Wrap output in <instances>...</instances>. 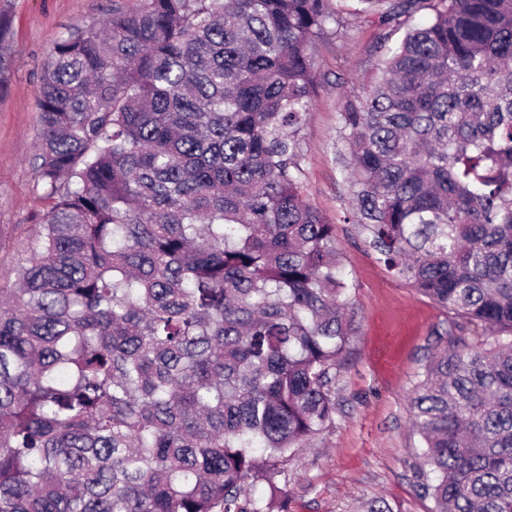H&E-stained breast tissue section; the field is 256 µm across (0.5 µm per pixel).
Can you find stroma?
<instances>
[{"instance_id": "obj_1", "label": "stroma", "mask_w": 512, "mask_h": 512, "mask_svg": "<svg viewBox=\"0 0 512 512\" xmlns=\"http://www.w3.org/2000/svg\"><path fill=\"white\" fill-rule=\"evenodd\" d=\"M112 0H0L12 20L8 92L0 97V288L12 287L47 206L34 173L38 86L67 29L101 26ZM377 30L344 16L316 51L320 88L303 131L309 202L336 226V247L356 283L359 330L336 376L335 421L282 466L288 512H435L417 488L421 437L408 397L443 309L393 277L365 244L348 207L336 157L337 108L374 70Z\"/></svg>"}]
</instances>
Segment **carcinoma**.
I'll use <instances>...</instances> for the list:
<instances>
[{"label": "carcinoma", "mask_w": 512, "mask_h": 512, "mask_svg": "<svg viewBox=\"0 0 512 512\" xmlns=\"http://www.w3.org/2000/svg\"><path fill=\"white\" fill-rule=\"evenodd\" d=\"M353 2L385 53L338 111L348 220L452 314L409 395L418 487L512 512V0ZM341 12L112 0L56 44L48 206L0 289V512H288L280 462L334 422L356 332L300 164Z\"/></svg>", "instance_id": "1"}]
</instances>
